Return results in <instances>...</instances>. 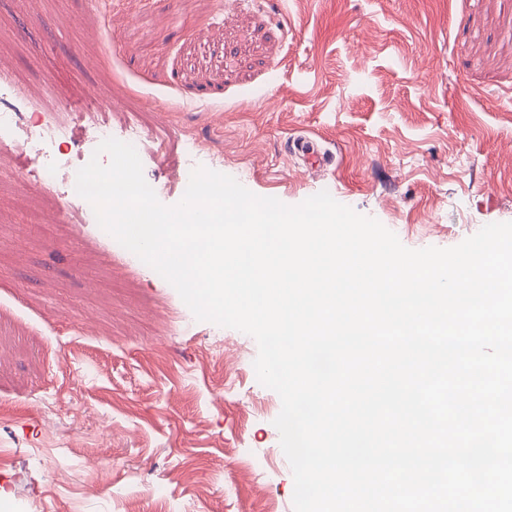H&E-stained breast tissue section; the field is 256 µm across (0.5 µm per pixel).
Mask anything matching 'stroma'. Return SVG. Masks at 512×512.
Here are the masks:
<instances>
[{
  "mask_svg": "<svg viewBox=\"0 0 512 512\" xmlns=\"http://www.w3.org/2000/svg\"><path fill=\"white\" fill-rule=\"evenodd\" d=\"M0 0L5 92L52 82L165 205L187 163L294 206L328 191L406 247L512 222V0ZM113 106L98 111L101 96ZM304 137L324 154L312 168ZM40 160L0 151V501L10 512H294L255 339L196 320Z\"/></svg>",
  "mask_w": 512,
  "mask_h": 512,
  "instance_id": "obj_1",
  "label": "stroma"
}]
</instances>
